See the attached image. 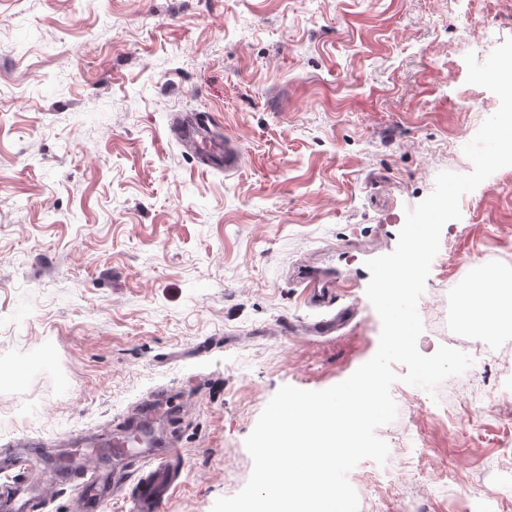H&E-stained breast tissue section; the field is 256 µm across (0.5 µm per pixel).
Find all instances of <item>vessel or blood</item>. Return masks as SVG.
Instances as JSON below:
<instances>
[{
  "mask_svg": "<svg viewBox=\"0 0 512 512\" xmlns=\"http://www.w3.org/2000/svg\"><path fill=\"white\" fill-rule=\"evenodd\" d=\"M175 133L196 158L220 164L228 172L238 169L237 150L229 144L216 146L204 122L177 125ZM307 279L310 303L324 311L310 322L309 329L320 335L332 333L347 315L325 312L328 294L320 286L317 271H308ZM190 406L188 397L162 388L141 398L125 415L118 432L93 438L72 431L48 441L27 435L13 438L7 450L0 452V472L7 476L0 484V512H33L48 489L61 485L75 490L73 512H104L112 497L125 488L130 491L132 512H162L179 484L180 473L170 460L178 442L157 435V418L182 417ZM129 459L144 462V469L130 473L124 466Z\"/></svg>",
  "mask_w": 512,
  "mask_h": 512,
  "instance_id": "vessel-or-blood-1",
  "label": "vessel or blood"
}]
</instances>
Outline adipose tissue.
Here are the masks:
<instances>
[{
  "instance_id": "ef3b65f1",
  "label": "adipose tissue",
  "mask_w": 512,
  "mask_h": 512,
  "mask_svg": "<svg viewBox=\"0 0 512 512\" xmlns=\"http://www.w3.org/2000/svg\"><path fill=\"white\" fill-rule=\"evenodd\" d=\"M466 322L478 334L512 328V277L487 271L472 284L464 304Z\"/></svg>"
}]
</instances>
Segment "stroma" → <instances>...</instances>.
Instances as JSON below:
<instances>
[{
    "label": "stroma",
    "mask_w": 512,
    "mask_h": 512,
    "mask_svg": "<svg viewBox=\"0 0 512 512\" xmlns=\"http://www.w3.org/2000/svg\"><path fill=\"white\" fill-rule=\"evenodd\" d=\"M508 37L512 0H0V448L184 390L163 512L239 492L279 388H329L376 353L366 262L395 249L437 173L471 171L463 148L499 99L464 57ZM180 112L233 142L239 169L187 153ZM460 209L418 303L425 355L467 336L459 298L485 269L512 275V166ZM308 265L335 272L350 314L328 336L306 331ZM478 341L492 354L476 391L392 385L388 457L348 474L358 512H512V333Z\"/></svg>",
    "instance_id": "stroma-1"
}]
</instances>
